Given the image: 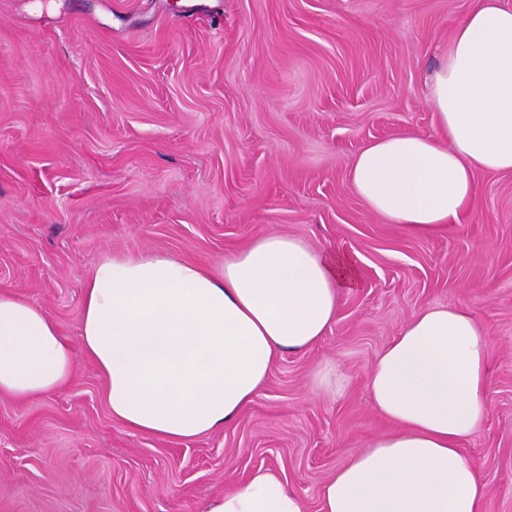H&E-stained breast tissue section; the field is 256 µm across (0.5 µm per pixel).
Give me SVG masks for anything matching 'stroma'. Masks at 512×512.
Here are the masks:
<instances>
[{
  "mask_svg": "<svg viewBox=\"0 0 512 512\" xmlns=\"http://www.w3.org/2000/svg\"><path fill=\"white\" fill-rule=\"evenodd\" d=\"M0 0V289L77 338L106 256L212 262L269 232L356 255L316 346L190 441L114 420L83 354L56 392L0 396V512H199L260 467L318 512L326 478L386 430L366 390L421 308L489 333V412L463 450L484 512H512V173L478 172L477 210L423 238L371 213L348 173L366 144L432 134L426 83L478 0ZM331 364L342 394L315 392Z\"/></svg>",
  "mask_w": 512,
  "mask_h": 512,
  "instance_id": "1",
  "label": "stroma"
}]
</instances>
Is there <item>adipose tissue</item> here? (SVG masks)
Segmentation results:
<instances>
[{"mask_svg": "<svg viewBox=\"0 0 512 512\" xmlns=\"http://www.w3.org/2000/svg\"><path fill=\"white\" fill-rule=\"evenodd\" d=\"M438 133L364 146L352 191L402 231L431 237L475 211L480 170L512 172V6L480 0L455 22L428 85ZM354 256L271 232L210 264L164 253L106 257L85 280L78 344L46 310L0 289V394L58 390L82 350L104 377L114 419L169 440L232 424L287 351L320 342ZM490 339L468 307L419 310L371 366L367 391L390 429L321 486L320 512H483L464 442L487 415ZM203 512H305L282 476L256 469Z\"/></svg>", "mask_w": 512, "mask_h": 512, "instance_id": "ef3b65f1", "label": "adipose tissue"}]
</instances>
